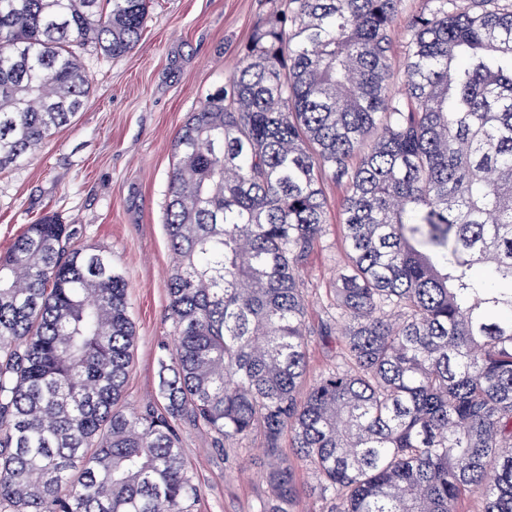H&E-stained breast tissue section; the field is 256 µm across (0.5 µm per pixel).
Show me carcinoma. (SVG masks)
Returning a JSON list of instances; mask_svg holds the SVG:
<instances>
[{
  "label": "carcinoma",
  "instance_id": "carcinoma-1",
  "mask_svg": "<svg viewBox=\"0 0 512 512\" xmlns=\"http://www.w3.org/2000/svg\"><path fill=\"white\" fill-rule=\"evenodd\" d=\"M285 0L174 143L164 412L119 407L136 330L112 256L47 213L0 255V512H193L173 421L261 438L269 494L324 512H512V0ZM151 0H0V170L84 106L78 50L128 54ZM345 188L306 393L300 268ZM404 9L402 14L399 16L396 25V31L394 36L393 50H392V62L396 70L401 68V65L405 58V38H404V25L406 19L422 5V0H404ZM283 457L289 458V466L293 471L296 486L299 489V496L289 507V512H322L324 504L314 494L313 487L316 485V478L302 462L292 457L288 448V438H284L282 444Z\"/></svg>",
  "mask_w": 512,
  "mask_h": 512
}]
</instances>
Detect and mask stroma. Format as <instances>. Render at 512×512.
Returning a JSON list of instances; mask_svg holds the SVG:
<instances>
[{
	"label": "stroma",
	"mask_w": 512,
	"mask_h": 512,
	"mask_svg": "<svg viewBox=\"0 0 512 512\" xmlns=\"http://www.w3.org/2000/svg\"><path fill=\"white\" fill-rule=\"evenodd\" d=\"M281 0H153L139 44L119 59L82 54L91 93L75 121L35 154L0 172V254L36 219L55 213L82 229L81 245L103 249L128 284L136 327L121 408L162 412L161 346L173 343L167 280L174 265L165 222L172 144L192 112L239 66L256 26ZM326 231L304 265L310 375L333 361L317 334L343 265V186L324 185ZM183 457L200 489L195 512H257L268 494L260 440L224 455L189 419L178 423Z\"/></svg>",
	"instance_id": "35a3bbf8"
}]
</instances>
